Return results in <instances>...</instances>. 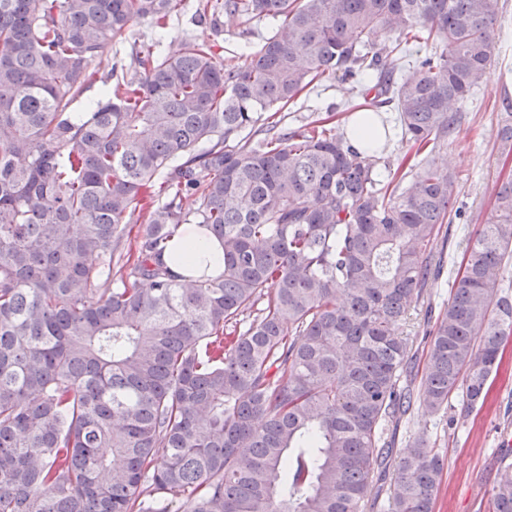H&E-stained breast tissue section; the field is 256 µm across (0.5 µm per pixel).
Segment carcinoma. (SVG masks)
<instances>
[{"label": "carcinoma", "instance_id": "cac0c4a2", "mask_svg": "<svg viewBox=\"0 0 512 512\" xmlns=\"http://www.w3.org/2000/svg\"><path fill=\"white\" fill-rule=\"evenodd\" d=\"M183 2L0 0V512H365L388 464L387 512H434L442 459L386 431L483 403L512 337V180L420 376L399 325L456 195L421 153L493 63L499 0H198L218 36L277 20L243 60L187 38L160 54ZM111 45L130 63L101 73ZM322 82L357 89L372 149L329 117L283 125ZM383 104L414 160L385 184ZM191 215L224 250L216 277L167 264ZM490 512H512L511 463Z\"/></svg>", "mask_w": 512, "mask_h": 512}]
</instances>
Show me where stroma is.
<instances>
[{
  "mask_svg": "<svg viewBox=\"0 0 512 512\" xmlns=\"http://www.w3.org/2000/svg\"><path fill=\"white\" fill-rule=\"evenodd\" d=\"M197 0H185L183 11L170 23L161 51L175 50L182 37L199 41L217 40L219 51L243 52L248 43L268 33V21H235L225 24L221 36L196 26L192 16ZM503 48L495 56L485 80L466 100L455 103L460 121L431 159L436 167L455 175L458 188L452 204L451 224L442 226L435 248L443 249L445 262L439 279L430 283L424 304L412 310L400 331L409 336L419 355H426L424 332L448 302L454 270L458 269L466 237L474 236L480 225L497 217L495 194L512 179V150L503 149L498 135L512 118V0H500ZM359 98L350 85L335 83L301 97L287 112V123L299 125L326 114L330 105L341 112L337 125H344L346 108ZM512 436V344L506 348L501 365L489 387L482 408L463 412L453 405L448 413L433 415L413 409L407 424L389 430L395 448L417 438L428 440L440 455L443 480L437 492L434 512H488L492 489L501 473L506 454L502 444Z\"/></svg>",
  "mask_w": 512,
  "mask_h": 512,
  "instance_id": "1",
  "label": "stroma"
}]
</instances>
